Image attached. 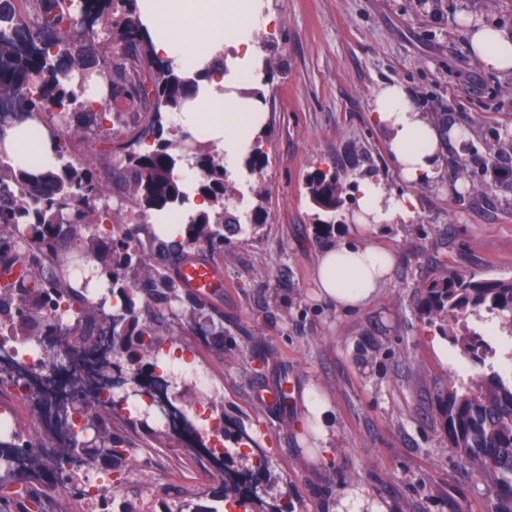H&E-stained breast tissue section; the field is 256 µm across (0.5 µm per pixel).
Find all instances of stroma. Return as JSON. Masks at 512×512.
Wrapping results in <instances>:
<instances>
[{
  "label": "stroma",
  "instance_id": "1",
  "mask_svg": "<svg viewBox=\"0 0 512 512\" xmlns=\"http://www.w3.org/2000/svg\"><path fill=\"white\" fill-rule=\"evenodd\" d=\"M278 20L268 39L266 165L229 177L228 214L262 207L264 222L230 236L215 259L224 295L214 305L224 338L189 330L163 308L162 354L206 374L209 396L181 400L188 380L170 391L196 427L193 438L170 430L156 439L117 409L112 430L129 455L117 501L139 512H177L200 490L218 487L207 447L217 423L234 452V472L268 468L255 492L277 512H335L343 489L364 487L389 512H486L490 483L464 462L435 422V395L461 387L476 366L452 368L435 343L438 327L420 318V298L435 277L454 270L512 278V174L493 177L491 132L512 138V73L485 69L469 48L480 23L512 36V0H268ZM409 87L427 113L448 109L449 140L439 177L409 186L395 173L371 99L382 82ZM115 131L73 138L74 156L108 178ZM336 174L344 201L329 241L316 239L317 209L308 183ZM370 179L389 195L412 194L413 215L368 232L392 250V279L367 308L339 313L313 297L312 272L326 244L361 238L350 221L358 185ZM292 387L272 409L260 389ZM315 387L332 403L336 443L319 456L306 424L303 392Z\"/></svg>",
  "mask_w": 512,
  "mask_h": 512
}]
</instances>
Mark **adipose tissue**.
<instances>
[{
  "label": "adipose tissue",
  "mask_w": 512,
  "mask_h": 512,
  "mask_svg": "<svg viewBox=\"0 0 512 512\" xmlns=\"http://www.w3.org/2000/svg\"><path fill=\"white\" fill-rule=\"evenodd\" d=\"M136 14L158 63L193 79L191 96L168 120L195 141L215 147L224 168L236 172L266 127L267 84L263 40L274 21L266 0H136ZM474 55L486 69L512 71V38L490 26L470 34ZM372 114L384 129L387 150L400 178L416 186L436 176L443 148L434 123L421 112L408 88L383 83L373 91ZM15 166L37 172L52 170L56 155L47 128L27 118L12 127L0 143ZM177 173L187 195L175 212L153 216L155 230L171 241L183 240L191 216L209 203L197 192L198 169L180 164ZM359 206L352 216L358 227L411 215L413 195H386L370 180L358 187ZM395 255L373 243L330 246L318 257L314 280L319 299L337 310L366 308L388 283ZM314 446L328 451L333 438L331 404L316 389L303 394Z\"/></svg>",
  "instance_id": "1"
}]
</instances>
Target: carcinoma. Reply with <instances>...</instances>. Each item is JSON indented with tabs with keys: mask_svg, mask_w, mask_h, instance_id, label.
<instances>
[{
	"mask_svg": "<svg viewBox=\"0 0 512 512\" xmlns=\"http://www.w3.org/2000/svg\"><path fill=\"white\" fill-rule=\"evenodd\" d=\"M21 2L0 0V138L16 120L35 117L55 136L57 164L54 170L37 175L15 167L0 152V262L18 264L27 272V278L0 290V314L9 316L10 335L31 345L50 340L67 348L63 337L86 342L100 330V308L76 290L69 266L58 261L60 239H69L86 258L102 265L101 275L115 299L109 327L112 349L136 366L155 354L158 344L155 328L139 323L137 293L145 294L147 303L180 304L182 320L194 331L207 334L216 328L215 320L222 319L214 307L204 315L206 303L181 291L183 285L168 266L169 244L156 236L149 220L185 202L175 170L191 152L200 173L199 191L210 208L191 218L187 238L174 246L184 261L196 257L198 243L223 250L224 197L229 189L224 159L214 147L191 143L187 135L164 125L166 113L180 108L189 88L178 73L154 59L140 31L134 0H78L76 4L37 0L33 18L18 9ZM88 17L98 19L111 38L126 48V62L116 64L112 55L98 50L97 32L84 25ZM92 56L97 58V75L105 83L107 99L125 103V108L113 113V122L121 129L136 130L131 139L116 142L123 159L110 170L109 184L128 193L140 222L112 225L108 242L93 226L112 220V215L88 204L102 198L108 187L95 176L90 163L72 157L70 140L80 132L94 138L103 130L105 111L88 107L80 88L69 86L75 77H87L86 62ZM149 137L151 150L133 149ZM266 162L259 142L243 167L254 172ZM308 189L315 207L325 213L343 205L334 174H315ZM136 234L143 235L144 241L132 249L129 240ZM61 304L75 308L71 331L61 329L50 313ZM482 309L499 317L512 334V278L485 279L451 271L426 287L418 306L428 322H440L441 333L474 365L485 364L493 354L490 344L479 332H456L451 321ZM107 411L101 400L85 396L64 408L63 415L77 416L86 432L84 464L108 462L118 473L127 449L112 433L104 417ZM436 413L441 431L459 457L489 475L492 497L487 512H512V379L493 370L478 375L463 391L440 390ZM32 447L18 433L10 442L0 440V462L12 457L7 448H29L26 470L64 488L74 500L88 495L85 470L65 465L70 447L60 448L50 465ZM195 498L197 502L186 505L188 512H219L216 502L244 509L248 496L232 480Z\"/></svg>",
	"mask_w": 512,
	"mask_h": 512,
	"instance_id": "carcinoma-1",
	"label": "carcinoma"
}]
</instances>
